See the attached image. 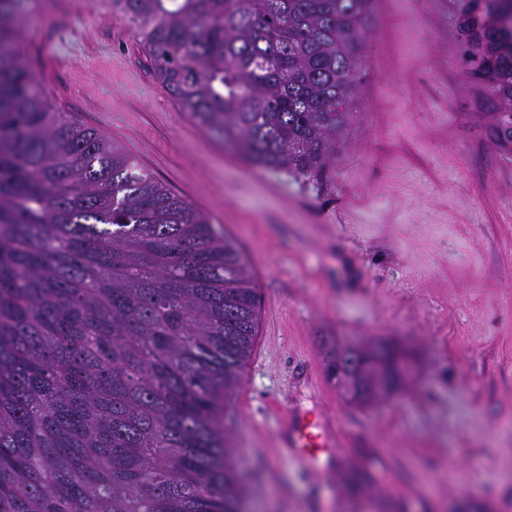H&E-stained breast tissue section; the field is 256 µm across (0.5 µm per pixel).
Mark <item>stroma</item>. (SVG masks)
<instances>
[{
	"instance_id": "stroma-1",
	"label": "stroma",
	"mask_w": 512,
	"mask_h": 512,
	"mask_svg": "<svg viewBox=\"0 0 512 512\" xmlns=\"http://www.w3.org/2000/svg\"><path fill=\"white\" fill-rule=\"evenodd\" d=\"M467 0H373L336 160L299 175L226 151L156 79L112 0H33L20 48L56 111L124 147L246 254L260 335L228 414L249 512H512V144L459 35ZM414 365L368 405L329 340ZM334 422L317 473L277 412ZM369 353V347H364L362 349H357L352 356H348L344 359L337 358L336 359V342L333 341L326 347L324 361H325V372L327 378L331 381V378L336 379L339 378L341 382L345 384V387L349 389H353L355 387L356 382L351 378L347 377L344 372L345 367H352L353 365L364 366L369 365L363 359ZM347 360H350L347 363Z\"/></svg>"
}]
</instances>
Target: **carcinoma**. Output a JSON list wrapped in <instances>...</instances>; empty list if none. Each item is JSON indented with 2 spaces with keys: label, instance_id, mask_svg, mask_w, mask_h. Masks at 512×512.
<instances>
[{
  "label": "carcinoma",
  "instance_id": "1",
  "mask_svg": "<svg viewBox=\"0 0 512 512\" xmlns=\"http://www.w3.org/2000/svg\"><path fill=\"white\" fill-rule=\"evenodd\" d=\"M372 0H112L158 80L224 148L301 173L336 158ZM0 0V512H245L222 408L260 331L249 261L25 64ZM460 32L512 143V0Z\"/></svg>",
  "mask_w": 512,
  "mask_h": 512
}]
</instances>
